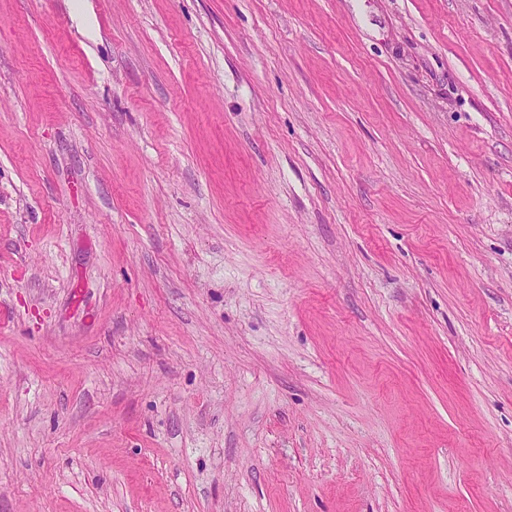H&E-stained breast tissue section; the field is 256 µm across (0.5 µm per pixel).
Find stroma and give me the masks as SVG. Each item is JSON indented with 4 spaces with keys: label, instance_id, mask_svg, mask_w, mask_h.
<instances>
[{
    "label": "stroma",
    "instance_id": "obj_1",
    "mask_svg": "<svg viewBox=\"0 0 512 512\" xmlns=\"http://www.w3.org/2000/svg\"><path fill=\"white\" fill-rule=\"evenodd\" d=\"M0 512H512V0H0Z\"/></svg>",
    "mask_w": 512,
    "mask_h": 512
}]
</instances>
